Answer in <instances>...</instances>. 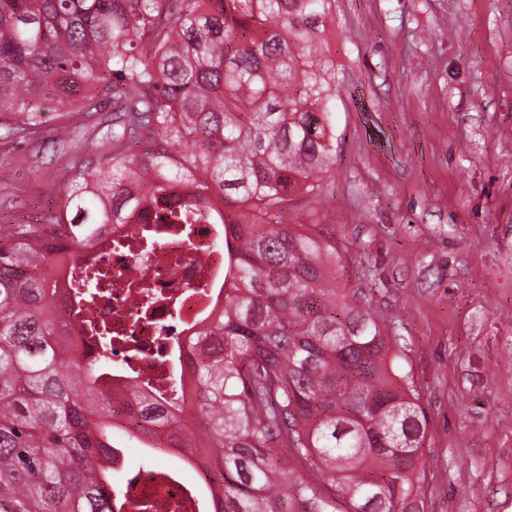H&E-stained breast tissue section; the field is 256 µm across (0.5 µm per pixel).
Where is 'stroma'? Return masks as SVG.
<instances>
[{
    "mask_svg": "<svg viewBox=\"0 0 512 512\" xmlns=\"http://www.w3.org/2000/svg\"><path fill=\"white\" fill-rule=\"evenodd\" d=\"M336 161L288 221L335 245L427 418L410 512H512V0H334ZM0 144V228L62 207L94 137Z\"/></svg>",
    "mask_w": 512,
    "mask_h": 512,
    "instance_id": "35a3bbf8",
    "label": "stroma"
}]
</instances>
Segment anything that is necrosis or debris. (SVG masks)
Returning <instances> with one entry per match:
<instances>
[{"label":"necrosis or debris","mask_w":512,"mask_h":512,"mask_svg":"<svg viewBox=\"0 0 512 512\" xmlns=\"http://www.w3.org/2000/svg\"><path fill=\"white\" fill-rule=\"evenodd\" d=\"M144 230L141 224H116L80 255L63 251L56 257L67 284L61 302H68L71 286L88 271L97 273L96 295L82 319L105 326L112 335L117 395L129 380L146 373L151 393L168 388L175 354L186 348L224 286V254L213 246L221 225L194 224L186 231L177 224L153 225L156 239L145 261L139 258ZM116 469L126 482L129 512L143 502L153 503L154 512H200V495L174 468L132 471L121 462Z\"/></svg>","instance_id":"necrosis-or-debris-1"}]
</instances>
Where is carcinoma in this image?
<instances>
[{
  "mask_svg": "<svg viewBox=\"0 0 512 512\" xmlns=\"http://www.w3.org/2000/svg\"><path fill=\"white\" fill-rule=\"evenodd\" d=\"M334 0H0V140L40 134L42 102L112 145L69 177L62 211L0 230V512H122L118 435L200 460L213 512H407L426 417L370 309L338 288L336 247L288 224L335 155ZM224 225V306L191 335L186 398L137 394L115 420L112 336L77 359L56 301L58 246L112 224Z\"/></svg>",
  "mask_w": 512,
  "mask_h": 512,
  "instance_id": "1",
  "label": "carcinoma"
}]
</instances>
